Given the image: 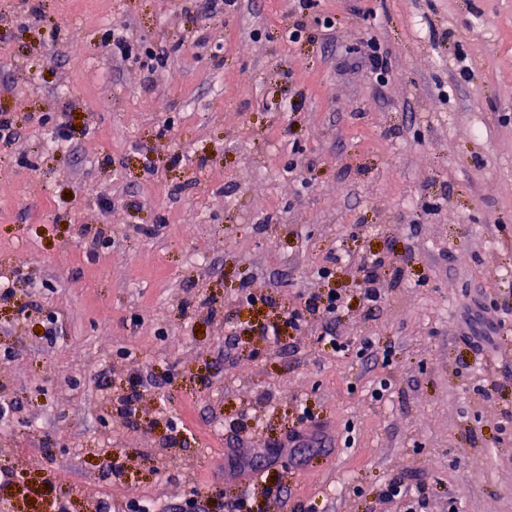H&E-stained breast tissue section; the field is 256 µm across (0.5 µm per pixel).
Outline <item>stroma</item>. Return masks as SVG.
<instances>
[{
  "label": "stroma",
  "mask_w": 512,
  "mask_h": 512,
  "mask_svg": "<svg viewBox=\"0 0 512 512\" xmlns=\"http://www.w3.org/2000/svg\"><path fill=\"white\" fill-rule=\"evenodd\" d=\"M116 26L167 57L112 56ZM510 58L512 0H237L213 18L193 0H0V117L19 131L0 145V467L17 471L0 512L193 495L223 512L241 419L243 464L287 496L254 512H395L397 474L426 484L417 512H512ZM369 253L386 258L372 311ZM332 290L346 351L318 320L259 335ZM492 301L488 336L469 314ZM135 368L155 383L133 428L112 400ZM305 409L324 442L277 453ZM108 450L128 452L122 478ZM385 265L384 258L379 253L365 257L359 270L361 272L360 288L363 301L368 309H373L382 303L384 289L381 286L379 270Z\"/></svg>",
  "instance_id": "stroma-1"
}]
</instances>
